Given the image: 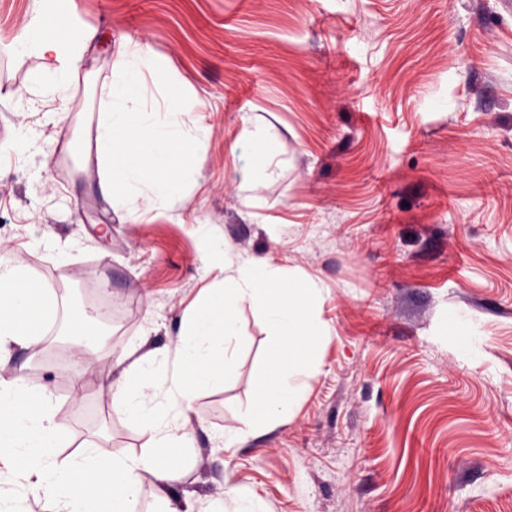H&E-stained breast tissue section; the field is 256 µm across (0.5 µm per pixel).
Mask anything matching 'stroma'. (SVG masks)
<instances>
[{"mask_svg":"<svg viewBox=\"0 0 512 512\" xmlns=\"http://www.w3.org/2000/svg\"><path fill=\"white\" fill-rule=\"evenodd\" d=\"M97 39L69 91L27 89L33 0H0V246L70 302L0 375L45 389L66 457L139 453L112 401L113 361L152 329L176 339L186 309L224 276L223 239L323 284L329 334L292 418L230 450L277 359L259 313L238 311L235 362L195 404L184 489L213 512L233 486L265 512H512V8L503 0H73ZM198 94L208 128L188 149V198L168 216L104 221L87 154L126 41ZM261 130L270 176L241 175ZM108 288L122 313L71 325ZM460 313L471 351L448 330Z\"/></svg>","mask_w":512,"mask_h":512,"instance_id":"obj_1","label":"stroma"}]
</instances>
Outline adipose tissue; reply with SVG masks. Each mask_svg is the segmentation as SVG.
Returning <instances> with one entry per match:
<instances>
[{
  "label": "adipose tissue",
  "instance_id": "obj_1",
  "mask_svg": "<svg viewBox=\"0 0 512 512\" xmlns=\"http://www.w3.org/2000/svg\"><path fill=\"white\" fill-rule=\"evenodd\" d=\"M93 37L69 13L60 15L53 36L34 35L41 62L29 74V87L65 99ZM196 99L140 44H126L114 58L98 118L95 190L130 223L182 206L184 151L208 138L207 129L188 118ZM321 293L319 283L285 277L269 258L225 248L221 286L189 307L175 344L143 343L113 363L112 399L143 440L141 452L132 456H106L88 448L58 459L61 434L50 413V395L33 391L15 398V381L0 378V471L5 474L0 500L30 497L41 503V512H85L71 488L90 473L98 478L99 497L108 502L105 512H136L147 502L151 512H196L191 494L173 497L184 465L165 451L188 445L202 381L233 364L237 308L247 305L263 313L267 333L283 349L285 361L263 381L260 401L240 409V429L216 438V447L227 450L237 447L244 432L289 421L327 334L317 313ZM53 314L49 289L25 269L1 260L0 361L12 346L40 335ZM13 470L23 473V481L7 479Z\"/></svg>",
  "mask_w": 512,
  "mask_h": 512
}]
</instances>
